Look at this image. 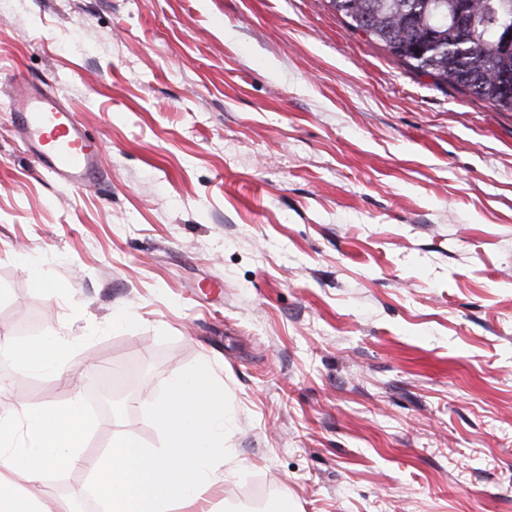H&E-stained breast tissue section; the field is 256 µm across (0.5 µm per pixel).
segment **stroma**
<instances>
[{
    "label": "stroma",
    "mask_w": 512,
    "mask_h": 512,
    "mask_svg": "<svg viewBox=\"0 0 512 512\" xmlns=\"http://www.w3.org/2000/svg\"><path fill=\"white\" fill-rule=\"evenodd\" d=\"M18 75L103 142L95 184L39 168ZM54 333L92 420L62 501L203 362L205 512H512V112L326 0H0V419L69 397L12 353Z\"/></svg>",
    "instance_id": "1"
}]
</instances>
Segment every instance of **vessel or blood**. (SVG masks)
I'll return each mask as SVG.
<instances>
[{"instance_id": "vessel-or-blood-1", "label": "vessel or blood", "mask_w": 512, "mask_h": 512, "mask_svg": "<svg viewBox=\"0 0 512 512\" xmlns=\"http://www.w3.org/2000/svg\"><path fill=\"white\" fill-rule=\"evenodd\" d=\"M19 87L16 128L43 171L74 187L98 180L102 143L84 131L59 95L33 82H20Z\"/></svg>"}]
</instances>
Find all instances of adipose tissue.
Returning <instances> with one entry per match:
<instances>
[{
  "instance_id": "ef3b65f1",
  "label": "adipose tissue",
  "mask_w": 512,
  "mask_h": 512,
  "mask_svg": "<svg viewBox=\"0 0 512 512\" xmlns=\"http://www.w3.org/2000/svg\"><path fill=\"white\" fill-rule=\"evenodd\" d=\"M72 336H48L26 359L31 370L44 376L67 380L72 376ZM22 425L0 419V512H69L53 500H17L13 492L22 485L41 482L46 470L78 467L83 463V440L88 417L79 393L67 404L22 413Z\"/></svg>"
}]
</instances>
